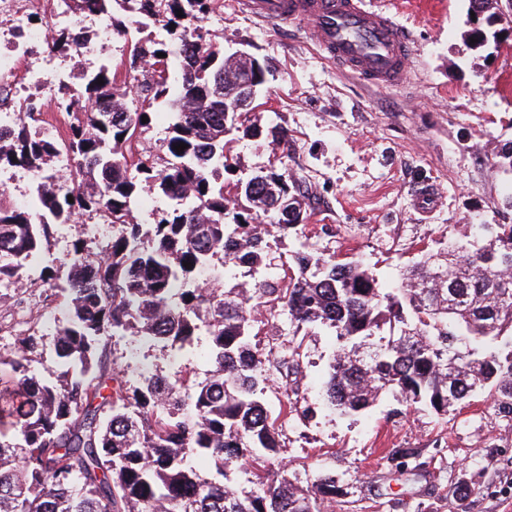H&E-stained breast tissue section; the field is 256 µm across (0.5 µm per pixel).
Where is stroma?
Instances as JSON below:
<instances>
[{
  "instance_id": "1",
  "label": "stroma",
  "mask_w": 512,
  "mask_h": 512,
  "mask_svg": "<svg viewBox=\"0 0 512 512\" xmlns=\"http://www.w3.org/2000/svg\"><path fill=\"white\" fill-rule=\"evenodd\" d=\"M387 12L413 41L407 82L376 88L326 59L305 24L277 26L252 18L237 0H213L203 21L226 50L248 51L269 68L267 82L244 125H278V147L239 139L243 168L279 164L309 194L304 228L317 248L363 261L381 279L398 281L422 246L472 234L477 224H512L503 204L507 177L494 149L512 141V33L472 43L468 0H366ZM435 194L419 209L416 194ZM107 230L92 214L63 226L40 257L66 270L75 240L98 251ZM18 289L0 288V357L18 350L28 330ZM262 352L299 347L298 374L271 371L268 407L277 418V464L297 486L335 476L342 494L324 512H512V414L488 393L475 394L445 416L399 397L383 396L366 411L343 415L328 405L325 384L338 348L329 330L304 333L285 317L256 328ZM207 345L182 355L121 338L108 355L124 376L146 369L167 374L180 365L191 379L210 368ZM298 390L296 412L281 408L286 387ZM410 451L400 471L389 451Z\"/></svg>"
}]
</instances>
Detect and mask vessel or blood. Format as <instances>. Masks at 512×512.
<instances>
[{
	"mask_svg": "<svg viewBox=\"0 0 512 512\" xmlns=\"http://www.w3.org/2000/svg\"><path fill=\"white\" fill-rule=\"evenodd\" d=\"M262 21L308 23L319 49L336 65L376 86L402 84L413 49L403 27L366 8L365 0H239Z\"/></svg>",
	"mask_w": 512,
	"mask_h": 512,
	"instance_id": "obj_1",
	"label": "vessel or blood"
}]
</instances>
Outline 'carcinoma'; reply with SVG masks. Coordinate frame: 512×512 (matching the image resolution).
Wrapping results in <instances>:
<instances>
[{"label":"carcinoma","mask_w":512,"mask_h":512,"mask_svg":"<svg viewBox=\"0 0 512 512\" xmlns=\"http://www.w3.org/2000/svg\"><path fill=\"white\" fill-rule=\"evenodd\" d=\"M116 4L148 16L165 36L150 48L133 40ZM96 7L131 43L130 69L153 62L136 83L139 106L116 96L117 70L105 60L84 72L77 95L66 85L57 92L54 106L69 118L62 141L39 136L41 112L30 100L0 132V167L39 179L27 204L0 193V282L33 279L62 293L69 308L52 339L55 370L33 365L45 342L34 331L17 337L20 354L0 359L10 367L0 384V512H322L338 492L335 477L304 490L274 468L281 444L265 401L267 373L298 368L299 353L290 346L275 357L252 345L262 307L287 314L298 329L335 334L327 397L341 411H365L392 393L446 415L482 390L512 411V224H480L477 240L421 248L396 287L359 261L314 248L298 232L310 203L292 189L288 170L259 169L224 195V175L241 169L237 134L264 133L277 144L287 132L245 127L240 113L224 111L239 67L201 29L182 25L207 13L211 0ZM78 45L79 36L57 31L48 51L68 56ZM155 104L167 109L163 157L138 148L142 116ZM181 143L187 148L175 149ZM61 151L73 159L64 180L53 172ZM496 157L497 169L512 171L511 143ZM144 189L167 201L151 224L133 217ZM281 197L291 199L286 215L274 207ZM84 212L112 224L105 249L77 242L65 272L32 274L56 228ZM289 235L297 237L296 272L285 284L236 281L243 267L271 265L267 238ZM215 260L222 273L214 285L188 287ZM124 336L180 351L204 336L212 369L192 385L180 370L116 377L107 349ZM197 455L215 474L194 466ZM238 468L251 475L245 495L228 485Z\"/></svg>","instance_id":"obj_1"}]
</instances>
